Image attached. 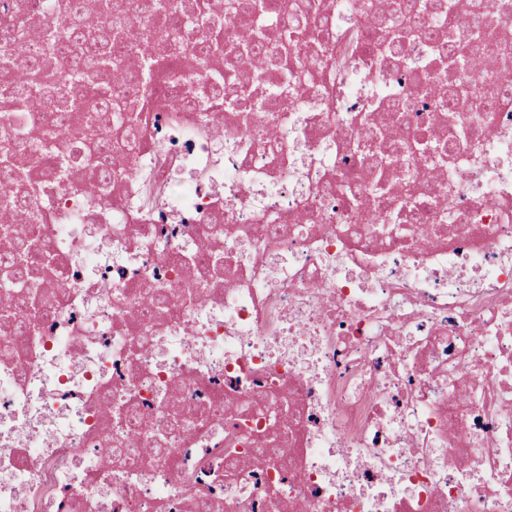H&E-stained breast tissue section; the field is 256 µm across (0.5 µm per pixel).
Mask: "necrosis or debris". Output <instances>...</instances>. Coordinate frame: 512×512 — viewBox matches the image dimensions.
I'll use <instances>...</instances> for the list:
<instances>
[{
	"mask_svg": "<svg viewBox=\"0 0 512 512\" xmlns=\"http://www.w3.org/2000/svg\"><path fill=\"white\" fill-rule=\"evenodd\" d=\"M400 0H323L318 47L233 110L137 92L131 171L27 128L0 166L73 169L0 215L47 268L0 288V512H512V0H442L446 111L414 77L434 49L372 62L358 22ZM179 64L208 97L248 47ZM68 36L54 0H0V29ZM269 97L274 122L245 111ZM166 292L162 308L147 301ZM235 468H226V461Z\"/></svg>",
	"mask_w": 512,
	"mask_h": 512,
	"instance_id": "obj_1",
	"label": "necrosis or debris"
}]
</instances>
